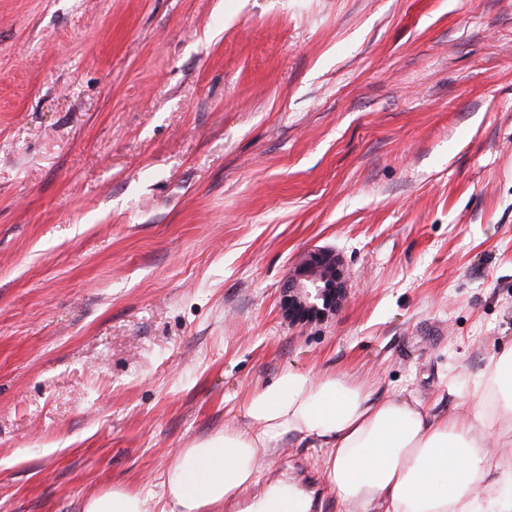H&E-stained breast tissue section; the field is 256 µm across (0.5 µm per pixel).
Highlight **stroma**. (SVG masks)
Returning <instances> with one entry per match:
<instances>
[{"mask_svg":"<svg viewBox=\"0 0 512 512\" xmlns=\"http://www.w3.org/2000/svg\"><path fill=\"white\" fill-rule=\"evenodd\" d=\"M509 349L512 0H0V512L159 500L288 368L452 416ZM323 458L262 478L343 512ZM336 255L330 250L310 253L297 273L287 276L284 282L283 305L292 323L303 321L321 311L310 302L323 301V310L329 309L336 301ZM319 283H324L322 287ZM85 512H151L147 498L114 488L91 497L85 504Z\"/></svg>","mask_w":512,"mask_h":512,"instance_id":"stroma-1","label":"stroma"}]
</instances>
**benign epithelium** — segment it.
I'll use <instances>...</instances> for the list:
<instances>
[{
  "mask_svg": "<svg viewBox=\"0 0 512 512\" xmlns=\"http://www.w3.org/2000/svg\"><path fill=\"white\" fill-rule=\"evenodd\" d=\"M336 255L330 250L310 253L297 273L284 282L283 305L292 322H300L320 312L315 301H323V309L336 301Z\"/></svg>",
  "mask_w": 512,
  "mask_h": 512,
  "instance_id": "7a95c632",
  "label": "benign epithelium"
}]
</instances>
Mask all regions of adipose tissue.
<instances>
[{"label": "adipose tissue", "instance_id": "adipose-tissue-1", "mask_svg": "<svg viewBox=\"0 0 512 512\" xmlns=\"http://www.w3.org/2000/svg\"><path fill=\"white\" fill-rule=\"evenodd\" d=\"M492 392L502 396L498 418L512 419V350L489 360L462 416L285 370L248 397L247 428L227 424L179 452L161 512H218L259 484L262 462L290 434L325 448L324 477L345 512H512V467L485 431Z\"/></svg>", "mask_w": 512, "mask_h": 512}]
</instances>
